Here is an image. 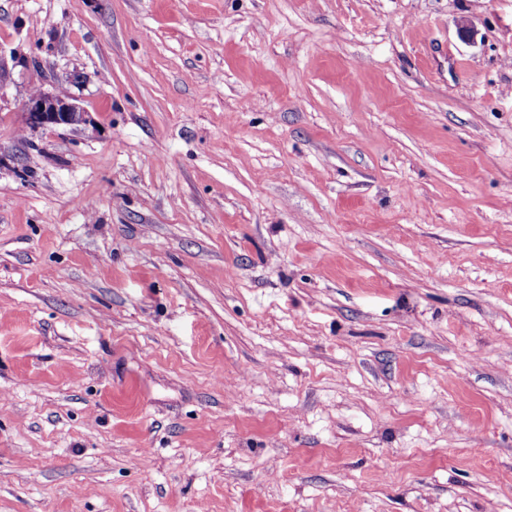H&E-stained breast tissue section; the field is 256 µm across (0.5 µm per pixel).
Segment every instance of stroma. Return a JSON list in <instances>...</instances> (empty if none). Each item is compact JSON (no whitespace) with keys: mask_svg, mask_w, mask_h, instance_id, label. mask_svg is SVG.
<instances>
[{"mask_svg":"<svg viewBox=\"0 0 512 512\" xmlns=\"http://www.w3.org/2000/svg\"><path fill=\"white\" fill-rule=\"evenodd\" d=\"M0 59V512H512V0H0ZM27 120L34 127L77 125L84 121L85 112L59 93L39 92L26 104Z\"/></svg>","mask_w":512,"mask_h":512,"instance_id":"35a3bbf8","label":"stroma"}]
</instances>
